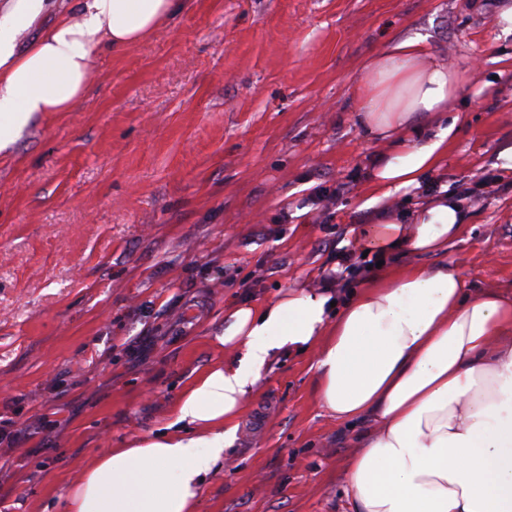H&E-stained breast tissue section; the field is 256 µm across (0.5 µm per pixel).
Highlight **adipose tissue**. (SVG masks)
Returning <instances> with one entry per match:
<instances>
[{"mask_svg":"<svg viewBox=\"0 0 512 512\" xmlns=\"http://www.w3.org/2000/svg\"><path fill=\"white\" fill-rule=\"evenodd\" d=\"M182 5L0 0V151L37 113L70 110L93 52L140 42ZM465 81L419 36L366 62L353 120L382 151L359 206L380 216L368 247L393 265L344 298L328 285L229 304L217 337L223 361L197 375L166 432L85 465L64 512H196L245 400L281 354L308 350L317 404L364 425L345 469L351 512H512V293L468 287L449 259L465 230L461 198H421L406 222L393 206L396 192L420 189L447 156L467 121L448 111ZM421 256L434 264H418Z\"/></svg>","mask_w":512,"mask_h":512,"instance_id":"adipose-tissue-1","label":"adipose tissue"}]
</instances>
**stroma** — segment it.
I'll use <instances>...</instances> for the list:
<instances>
[{
  "mask_svg": "<svg viewBox=\"0 0 512 512\" xmlns=\"http://www.w3.org/2000/svg\"><path fill=\"white\" fill-rule=\"evenodd\" d=\"M498 0H185L143 42L93 55L68 112L0 152V501L61 512L82 468L162 433L186 386L224 358L231 302L333 277L378 144L353 90L385 42L420 35L477 69L470 122L425 181L463 195L448 246L475 288L512 289V37ZM314 357L282 355L247 400L199 512H349L359 423L313 395Z\"/></svg>",
  "mask_w": 512,
  "mask_h": 512,
  "instance_id": "35a3bbf8",
  "label": "stroma"
}]
</instances>
